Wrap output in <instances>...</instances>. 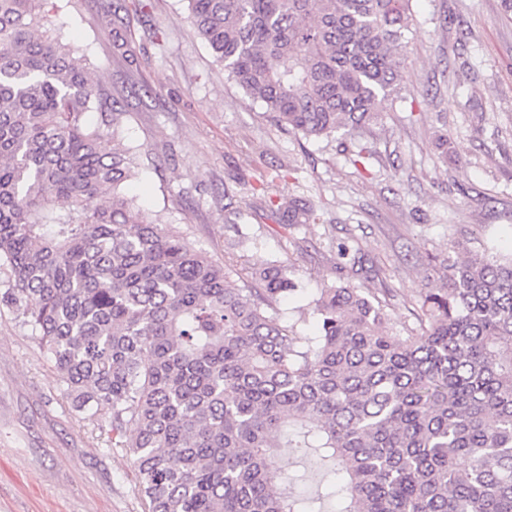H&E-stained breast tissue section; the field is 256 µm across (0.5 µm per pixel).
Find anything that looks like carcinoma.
I'll use <instances>...</instances> for the list:
<instances>
[{"label":"carcinoma","instance_id":"obj_1","mask_svg":"<svg viewBox=\"0 0 512 512\" xmlns=\"http://www.w3.org/2000/svg\"><path fill=\"white\" fill-rule=\"evenodd\" d=\"M412 0H188L216 63L306 138L362 135L404 82ZM56 0H0V264L8 301L88 417L107 404L148 512H512V255L453 240L429 260L416 326L325 283L303 339L275 259L227 267L124 191L126 113L49 33ZM100 111L90 126L86 114ZM276 223L314 218L300 198ZM277 448L327 463L313 497Z\"/></svg>","mask_w":512,"mask_h":512}]
</instances>
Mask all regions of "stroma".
<instances>
[{"label":"stroma","mask_w":512,"mask_h":512,"mask_svg":"<svg viewBox=\"0 0 512 512\" xmlns=\"http://www.w3.org/2000/svg\"><path fill=\"white\" fill-rule=\"evenodd\" d=\"M412 11L405 82L351 142L276 125L215 63L187 0H62L52 33L87 56L126 114L122 135L140 156L130 193L220 263L233 224H247L249 265L278 257L303 288L280 309L305 338L317 327L308 298L324 283L350 278L385 296L402 330L449 238L512 252V20L500 0H412ZM117 27L127 51L112 46ZM362 147L370 158L353 165ZM291 197L311 202L315 220L277 224L271 202ZM342 243L355 269L337 268ZM64 389L20 308L0 301V512H148L131 455L102 429L110 407L86 417Z\"/></svg>","instance_id":"1"}]
</instances>
